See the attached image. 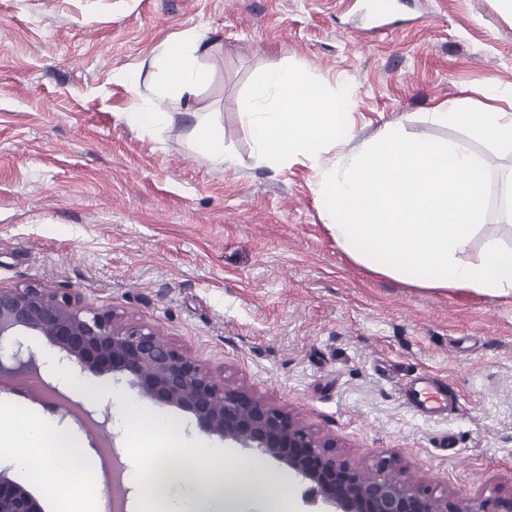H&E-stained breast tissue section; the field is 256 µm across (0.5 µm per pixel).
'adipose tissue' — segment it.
I'll use <instances>...</instances> for the list:
<instances>
[{
    "instance_id": "ef3b65f1",
    "label": "adipose tissue",
    "mask_w": 512,
    "mask_h": 512,
    "mask_svg": "<svg viewBox=\"0 0 512 512\" xmlns=\"http://www.w3.org/2000/svg\"><path fill=\"white\" fill-rule=\"evenodd\" d=\"M200 43V34L189 31L161 44L150 63L151 99L125 115L132 127L155 131L166 126V100L193 94L207 82ZM239 111L254 133L255 159L263 164L280 162L284 148L310 156L318 143H339L349 136L344 102L308 97L285 66L269 68ZM434 118L475 126L512 145V114L498 108L438 112ZM490 189L488 167L478 155L452 140L408 141L390 128L362 154L328 170L316 194L337 246L369 270L421 288L510 298L512 206L504 213L499 237L478 254L470 252ZM121 406V427L142 414L150 422L143 441L154 450L152 460L144 465L132 457L128 471L140 512H282L286 475L252 462L225 467L230 455L225 448L206 449L211 466L206 474L193 453L171 463L170 454L179 449L175 423L127 400ZM2 456L48 496L54 512H91L93 500L77 479L88 465L87 449L48 418L19 419L5 398H0Z\"/></svg>"
}]
</instances>
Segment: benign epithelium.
I'll return each mask as SVG.
<instances>
[{"label":"benign epithelium","instance_id":"1","mask_svg":"<svg viewBox=\"0 0 512 512\" xmlns=\"http://www.w3.org/2000/svg\"><path fill=\"white\" fill-rule=\"evenodd\" d=\"M42 336L66 361L126 381L159 407L190 414L200 430L251 448L288 467L308 484L306 499L332 512H464L454 500L389 473L382 460L367 476L336 456V439L302 424L244 387H228L161 342L156 330L108 311L83 308L41 285H0V380L39 368L28 343ZM0 512H42L22 483L0 470Z\"/></svg>","mask_w":512,"mask_h":512}]
</instances>
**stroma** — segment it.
I'll use <instances>...</instances> for the list:
<instances>
[{
  "label": "stroma",
  "mask_w": 512,
  "mask_h": 512,
  "mask_svg": "<svg viewBox=\"0 0 512 512\" xmlns=\"http://www.w3.org/2000/svg\"><path fill=\"white\" fill-rule=\"evenodd\" d=\"M387 34L371 0H0V284H40L155 327L214 378L284 408L366 474H393L468 512L512 492V299L417 288L339 249L316 199L323 170L384 128L448 138L512 174V146L436 112H512V12L502 0H400ZM204 33L210 78L173 98L168 125L132 128L160 42ZM274 64L345 99L351 133L316 158L257 163L240 101ZM206 121L236 164L197 151ZM453 396L414 414L407 383ZM76 396L106 421L116 469L132 452L108 394Z\"/></svg>",
  "instance_id": "stroma-1"
}]
</instances>
